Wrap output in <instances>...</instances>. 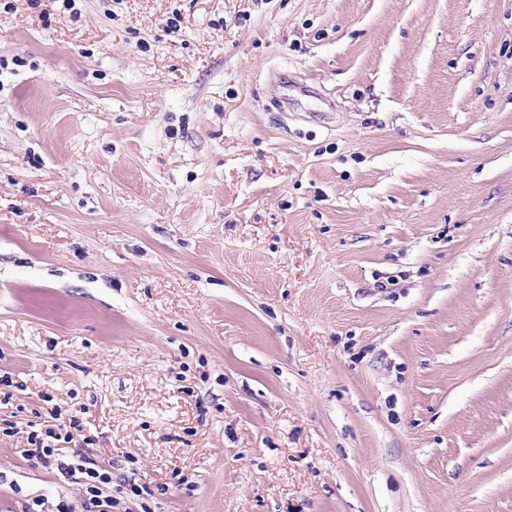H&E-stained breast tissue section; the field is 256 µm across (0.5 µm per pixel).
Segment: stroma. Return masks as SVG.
<instances>
[{"mask_svg": "<svg viewBox=\"0 0 512 512\" xmlns=\"http://www.w3.org/2000/svg\"><path fill=\"white\" fill-rule=\"evenodd\" d=\"M11 3L0 512H512V0ZM54 424L43 425L39 430L27 434L29 448L22 450V455L32 463L47 469H56L71 483L80 485L83 493L81 509L83 512H112L119 506V500L112 497L111 473L93 459H78L61 454V443L70 444L74 439L71 429L79 427L75 417L69 424L61 419V412L52 413ZM70 429V430H69Z\"/></svg>", "mask_w": 512, "mask_h": 512, "instance_id": "obj_1", "label": "stroma"}]
</instances>
